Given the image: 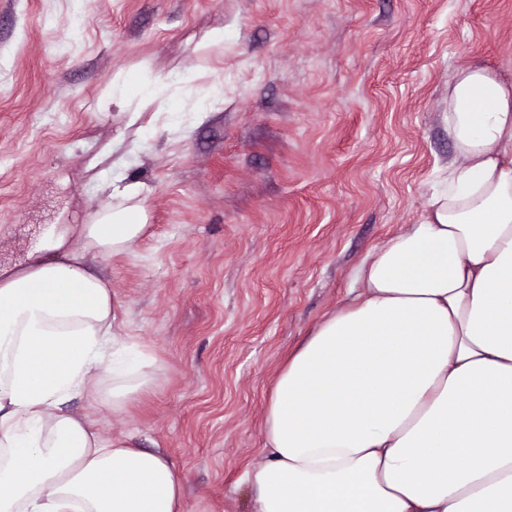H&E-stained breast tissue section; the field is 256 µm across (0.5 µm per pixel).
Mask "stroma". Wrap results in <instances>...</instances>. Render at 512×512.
<instances>
[{"mask_svg": "<svg viewBox=\"0 0 512 512\" xmlns=\"http://www.w3.org/2000/svg\"><path fill=\"white\" fill-rule=\"evenodd\" d=\"M216 28L223 46H204ZM469 63L512 84V0H0V267L48 225L89 223L112 144L139 141L146 227L89 265L159 371L123 412L69 408L169 457L185 512H255L244 475L275 380L422 214ZM133 68L224 99L189 134L149 110L144 130L104 93Z\"/></svg>", "mask_w": 512, "mask_h": 512, "instance_id": "35a3bbf8", "label": "stroma"}]
</instances>
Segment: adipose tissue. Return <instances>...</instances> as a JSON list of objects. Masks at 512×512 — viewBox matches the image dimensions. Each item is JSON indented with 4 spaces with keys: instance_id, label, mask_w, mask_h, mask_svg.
Listing matches in <instances>:
<instances>
[{
    "instance_id": "ef3b65f1",
    "label": "adipose tissue",
    "mask_w": 512,
    "mask_h": 512,
    "mask_svg": "<svg viewBox=\"0 0 512 512\" xmlns=\"http://www.w3.org/2000/svg\"><path fill=\"white\" fill-rule=\"evenodd\" d=\"M106 94L130 122L155 106L183 133L210 113L187 108L177 70L123 72ZM446 121L442 186L275 381L246 475L256 512H512V84L459 68ZM99 177L112 202L91 223L47 227L26 265L0 269V512H183L165 455L66 409L124 411L156 368L117 334L87 260L138 239L142 188L121 159Z\"/></svg>"
}]
</instances>
